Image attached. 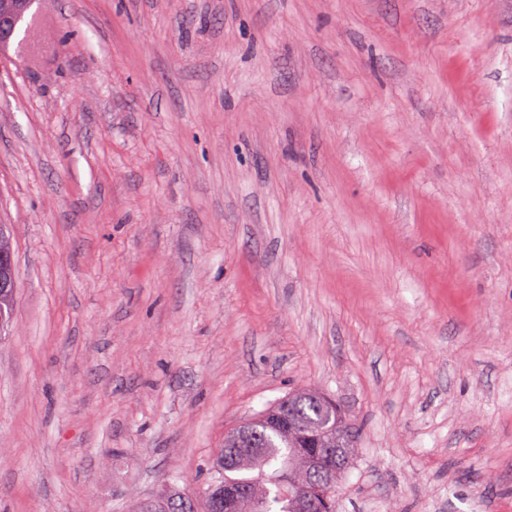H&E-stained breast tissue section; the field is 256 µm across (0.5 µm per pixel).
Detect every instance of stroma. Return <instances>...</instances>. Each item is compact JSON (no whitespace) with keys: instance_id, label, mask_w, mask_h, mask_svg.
<instances>
[{"instance_id":"1","label":"stroma","mask_w":512,"mask_h":512,"mask_svg":"<svg viewBox=\"0 0 512 512\" xmlns=\"http://www.w3.org/2000/svg\"><path fill=\"white\" fill-rule=\"evenodd\" d=\"M0 224V512L203 497L301 387L336 512H512V0H41ZM16 288L15 262L11 238L0 226V300L10 298ZM14 296L9 302L12 313Z\"/></svg>"}]
</instances>
